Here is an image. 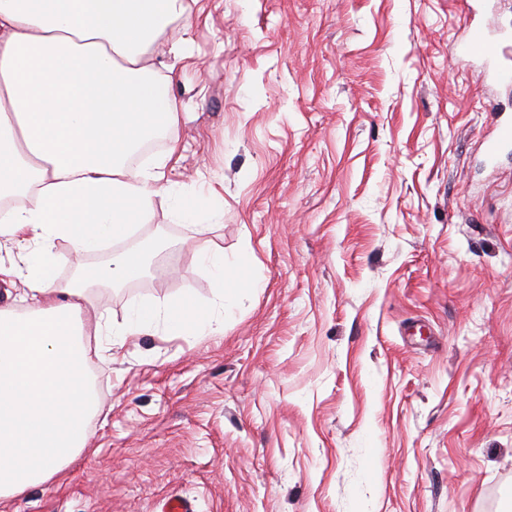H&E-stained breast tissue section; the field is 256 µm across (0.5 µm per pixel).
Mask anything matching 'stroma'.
Instances as JSON below:
<instances>
[{"mask_svg":"<svg viewBox=\"0 0 512 512\" xmlns=\"http://www.w3.org/2000/svg\"><path fill=\"white\" fill-rule=\"evenodd\" d=\"M174 64L198 234L155 197L153 268L99 291L215 294L196 243L238 261L220 336L144 332L89 361L88 449L0 512H512V159L484 165L505 94L458 59L465 0H198Z\"/></svg>","mask_w":512,"mask_h":512,"instance_id":"obj_1","label":"stroma"}]
</instances>
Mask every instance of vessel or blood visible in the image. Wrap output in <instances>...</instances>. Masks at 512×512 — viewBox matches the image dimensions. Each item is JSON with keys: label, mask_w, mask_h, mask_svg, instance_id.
Returning <instances> with one entry per match:
<instances>
[{"label": "vessel or blood", "mask_w": 512, "mask_h": 512, "mask_svg": "<svg viewBox=\"0 0 512 512\" xmlns=\"http://www.w3.org/2000/svg\"><path fill=\"white\" fill-rule=\"evenodd\" d=\"M460 50L466 57L480 62L486 79L493 85L512 87V33L505 29L488 31L479 24H469ZM512 145V114L500 112L494 139L487 147L496 156Z\"/></svg>", "instance_id": "1"}]
</instances>
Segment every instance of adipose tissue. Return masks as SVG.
<instances>
[{"label":"adipose tissue","instance_id":"adipose-tissue-1","mask_svg":"<svg viewBox=\"0 0 512 512\" xmlns=\"http://www.w3.org/2000/svg\"><path fill=\"white\" fill-rule=\"evenodd\" d=\"M187 0H0V237H31L21 266L0 264V283L21 285L25 309L0 306V500L25 493L73 464L90 441L99 398L87 368L81 316L95 286L147 269L141 251L110 265L56 277L57 240L74 255L97 251L141 223L155 197L220 216L211 200L189 201L162 182L181 159L171 80L147 64ZM161 134L163 154L134 167L131 150ZM220 303L234 298L237 262L196 248ZM220 335L222 317L191 297L129 310L105 336L151 329Z\"/></svg>","mask_w":512,"mask_h":512}]
</instances>
